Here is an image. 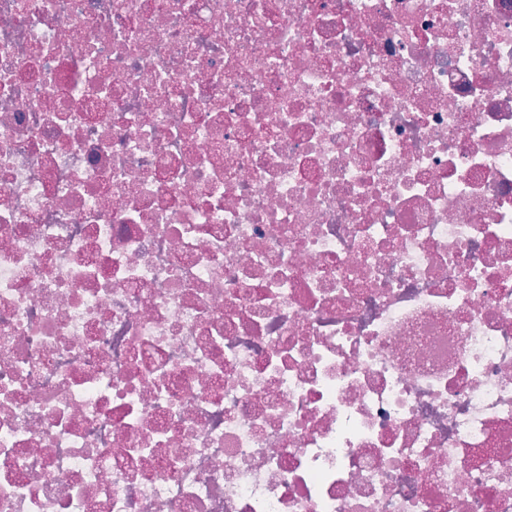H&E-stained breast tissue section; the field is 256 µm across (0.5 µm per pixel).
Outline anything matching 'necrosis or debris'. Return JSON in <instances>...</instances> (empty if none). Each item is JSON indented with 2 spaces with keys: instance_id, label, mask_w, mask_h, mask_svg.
<instances>
[{
  "instance_id": "necrosis-or-debris-1",
  "label": "necrosis or debris",
  "mask_w": 512,
  "mask_h": 512,
  "mask_svg": "<svg viewBox=\"0 0 512 512\" xmlns=\"http://www.w3.org/2000/svg\"><path fill=\"white\" fill-rule=\"evenodd\" d=\"M0 512H512V0H0Z\"/></svg>"
}]
</instances>
